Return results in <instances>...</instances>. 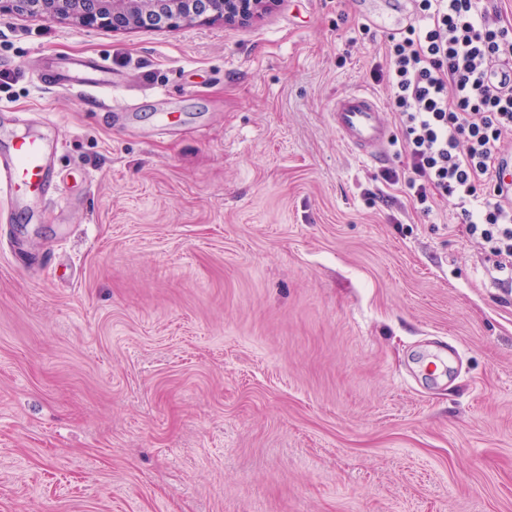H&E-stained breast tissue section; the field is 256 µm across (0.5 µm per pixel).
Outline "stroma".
<instances>
[{
	"label": "stroma",
	"instance_id": "obj_1",
	"mask_svg": "<svg viewBox=\"0 0 512 512\" xmlns=\"http://www.w3.org/2000/svg\"><path fill=\"white\" fill-rule=\"evenodd\" d=\"M363 23L0 16V152L47 115L58 172L0 193V512H512V288L338 137ZM80 65L89 69V71L82 68H75L72 72L69 82L71 84L82 87L81 92L100 91L112 85V80L109 77V72L99 62H85L80 61Z\"/></svg>",
	"mask_w": 512,
	"mask_h": 512
}]
</instances>
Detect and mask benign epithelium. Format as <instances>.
I'll return each instance as SVG.
<instances>
[{"instance_id":"1","label":"benign epithelium","mask_w":512,"mask_h":512,"mask_svg":"<svg viewBox=\"0 0 512 512\" xmlns=\"http://www.w3.org/2000/svg\"><path fill=\"white\" fill-rule=\"evenodd\" d=\"M279 0H0V16L26 13L81 28L105 27L116 33L142 27L140 16L153 14L157 26L222 21L246 24Z\"/></svg>"}]
</instances>
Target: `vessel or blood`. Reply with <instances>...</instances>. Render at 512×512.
Returning <instances> with one entry per match:
<instances>
[{
  "mask_svg": "<svg viewBox=\"0 0 512 512\" xmlns=\"http://www.w3.org/2000/svg\"><path fill=\"white\" fill-rule=\"evenodd\" d=\"M40 79L51 87L67 80L87 92L99 91L112 84L106 68L92 61L85 67L75 68L69 79H62L55 70L42 72ZM331 113L337 134L356 157L375 164L386 162L391 131L380 103L372 93L359 88L340 93ZM49 158L48 144L43 136L20 139L12 153L0 157V189L10 196L39 198L57 177Z\"/></svg>",
  "mask_w": 512,
  "mask_h": 512,
  "instance_id": "obj_1",
  "label": "vessel or blood"
}]
</instances>
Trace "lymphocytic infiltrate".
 Segmentation results:
<instances>
[{
	"label": "lymphocytic infiltrate",
	"instance_id": "lymphocytic-infiltrate-1",
	"mask_svg": "<svg viewBox=\"0 0 512 512\" xmlns=\"http://www.w3.org/2000/svg\"><path fill=\"white\" fill-rule=\"evenodd\" d=\"M421 25L389 35L385 62L372 71L388 90L402 170L383 180L402 185L414 210L451 204L459 223L512 284V193L504 157L512 153V26L481 0H414Z\"/></svg>",
	"mask_w": 512,
	"mask_h": 512
}]
</instances>
